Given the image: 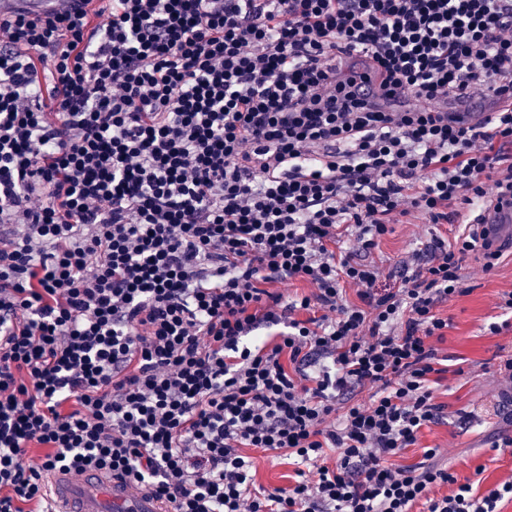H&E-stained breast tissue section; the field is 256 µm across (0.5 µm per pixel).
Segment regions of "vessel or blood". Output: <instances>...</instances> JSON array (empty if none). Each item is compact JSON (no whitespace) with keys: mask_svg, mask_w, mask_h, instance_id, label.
I'll use <instances>...</instances> for the list:
<instances>
[{"mask_svg":"<svg viewBox=\"0 0 512 512\" xmlns=\"http://www.w3.org/2000/svg\"><path fill=\"white\" fill-rule=\"evenodd\" d=\"M73 0H0V19L18 11L51 15L69 9ZM447 112L458 123L468 126L482 122L486 114L479 100H459ZM479 222L493 247L512 250V202L480 209ZM48 512H166L165 505L148 491L97 471L80 482L71 481L62 471L50 477Z\"/></svg>","mask_w":512,"mask_h":512,"instance_id":"1","label":"vessel or blood"}]
</instances>
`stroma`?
<instances>
[{"instance_id": "35a3bbf8", "label": "stroma", "mask_w": 512, "mask_h": 512, "mask_svg": "<svg viewBox=\"0 0 512 512\" xmlns=\"http://www.w3.org/2000/svg\"><path fill=\"white\" fill-rule=\"evenodd\" d=\"M419 229L411 224L395 225L371 256L389 268L407 260L417 248ZM464 287L468 292L442 304L439 312L452 325L438 355L446 359L447 373L435 387L439 402L448 406V417L424 427L415 446L405 449L401 461L415 464L425 449H437V460L450 467L459 480L479 489L512 481V447H500L502 437L512 434L502 408L507 386L501 382L498 365L512 354V330L492 332L506 314L498 306L500 293L512 290V255L491 273L484 275L465 267ZM258 485L266 488L293 484L295 467L284 453L255 452Z\"/></svg>"}]
</instances>
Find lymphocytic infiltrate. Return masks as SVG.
<instances>
[{
  "instance_id": "lymphocytic-infiltrate-1",
  "label": "lymphocytic infiltrate",
  "mask_w": 512,
  "mask_h": 512,
  "mask_svg": "<svg viewBox=\"0 0 512 512\" xmlns=\"http://www.w3.org/2000/svg\"><path fill=\"white\" fill-rule=\"evenodd\" d=\"M491 95L481 130L440 110ZM507 195L512 0L0 20V512L47 505L57 468L168 512H500L512 481L481 493L436 449L400 457L446 416L439 306L466 259L503 256L461 215ZM400 217L458 230L387 271L368 257ZM296 281L310 294L284 301ZM251 448L288 452L295 483L256 486Z\"/></svg>"
}]
</instances>
